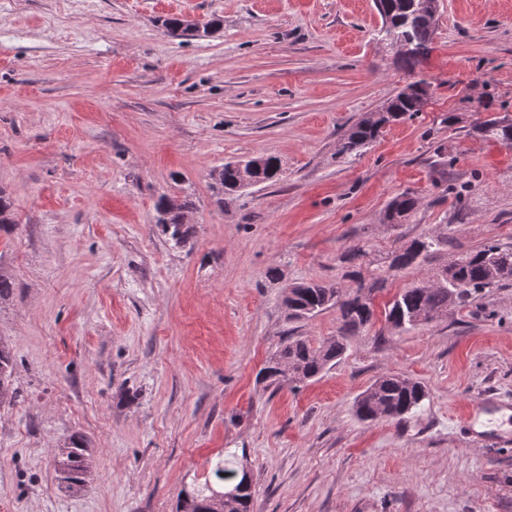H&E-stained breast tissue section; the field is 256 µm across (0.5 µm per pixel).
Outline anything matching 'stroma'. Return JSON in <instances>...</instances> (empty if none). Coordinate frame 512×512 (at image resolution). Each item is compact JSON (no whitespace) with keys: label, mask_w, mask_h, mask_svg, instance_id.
Segmentation results:
<instances>
[{"label":"stroma","mask_w":512,"mask_h":512,"mask_svg":"<svg viewBox=\"0 0 512 512\" xmlns=\"http://www.w3.org/2000/svg\"><path fill=\"white\" fill-rule=\"evenodd\" d=\"M173 15L221 27L173 39ZM381 24L373 0H0V187L18 217L0 235V512H175L220 466L250 472L252 512H512V447L456 425L480 394L512 397V282L411 329L385 316L460 255L512 249V147L471 132L512 113V0H440L411 72L373 40ZM420 79L422 112L339 154ZM261 155L278 180L217 204L212 171ZM407 190L417 208L385 223ZM164 193L195 203L184 247L155 224ZM426 232L447 247L390 270ZM356 244L382 279L372 325L319 379L266 387L288 337L340 327L333 308L289 318L285 292L353 288ZM394 373L426 386L423 406L359 420L357 396ZM75 435L92 473L68 494L54 456ZM375 113L371 112L355 123L344 135L341 144L340 154L355 155L378 137V124L382 121L375 118Z\"/></svg>","instance_id":"35a3bbf8"}]
</instances>
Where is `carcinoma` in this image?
I'll return each instance as SVG.
<instances>
[{"label": "carcinoma", "instance_id": "1", "mask_svg": "<svg viewBox=\"0 0 512 512\" xmlns=\"http://www.w3.org/2000/svg\"><path fill=\"white\" fill-rule=\"evenodd\" d=\"M437 0H375L380 16L391 17V27L378 28L374 39L379 40L388 33L407 39L412 52L401 57L402 64L414 68L429 53L436 25ZM162 26L168 36L185 39L195 30L185 19L172 17L163 20ZM392 123L411 118L422 109L418 96L396 94L388 101ZM380 120L371 112L355 123L344 135L340 154L355 155L378 137ZM473 132L485 140L512 143V125H497L492 115L473 127ZM217 195L216 203L224 205V194L239 191L238 171L232 163L212 173ZM418 199L410 192L395 197L388 206L386 219L397 224L417 206ZM192 209L188 197L160 196L156 203L158 213L156 226L174 247L188 242L194 226L184 223V214ZM18 223L17 213L10 194L0 189V231L9 233ZM448 245V240L434 232L411 240L408 245L393 254L390 268L402 271L420 265L433 252ZM358 281L355 291L349 293L337 285L325 282H309L296 285L284 297L283 304L293 318L315 316L327 309L340 312L342 326L340 337L324 341L315 346L305 338H289L266 361L259 376L268 385L279 386L285 382L293 385L317 378L342 359L348 349L347 338L371 324L374 317L372 304L361 301L363 290L373 291L380 278L373 279L367 287L361 272L352 273ZM512 281V249H502L494 244L459 257V262L449 265L434 278H428L400 291L393 298L386 312V319L394 327L413 328L421 324L420 317L431 313L440 317L454 304L463 305L472 295L496 284ZM13 356L0 344V400L9 396L8 382ZM428 398L424 385L408 376L392 374L381 377L359 394L355 401V413L362 420L386 418L400 422L423 405ZM56 473L60 489L75 494L84 489L91 473L86 443L81 437L70 439L68 446L60 449L56 459ZM215 477L224 483L236 480L237 473L222 467L216 469ZM233 512H251L253 485L236 480L231 485ZM225 489L205 486L202 489L183 490L178 497L176 512H214L213 505Z\"/></svg>", "mask_w": 512, "mask_h": 512}]
</instances>
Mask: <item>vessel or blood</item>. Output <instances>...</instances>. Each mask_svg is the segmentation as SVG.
Wrapping results in <instances>:
<instances>
[{
  "instance_id": "vessel-or-blood-1",
  "label": "vessel or blood",
  "mask_w": 512,
  "mask_h": 512,
  "mask_svg": "<svg viewBox=\"0 0 512 512\" xmlns=\"http://www.w3.org/2000/svg\"><path fill=\"white\" fill-rule=\"evenodd\" d=\"M511 407L512 398L485 393L470 402L458 424L477 444L508 448L512 446V417L504 411Z\"/></svg>"
}]
</instances>
